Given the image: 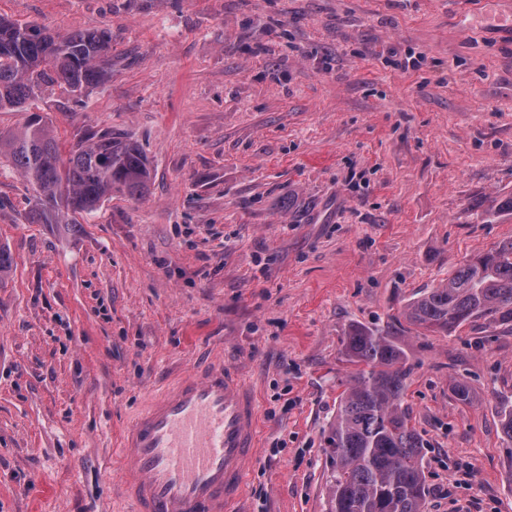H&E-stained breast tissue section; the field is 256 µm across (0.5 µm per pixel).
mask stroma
I'll list each match as a JSON object with an SVG mask.
<instances>
[{
	"label": "stroma",
	"mask_w": 512,
	"mask_h": 512,
	"mask_svg": "<svg viewBox=\"0 0 512 512\" xmlns=\"http://www.w3.org/2000/svg\"><path fill=\"white\" fill-rule=\"evenodd\" d=\"M109 28L112 74L35 103L63 147L129 134L152 170L75 224L0 163V512H126L114 457L153 391L216 357L259 421L239 512H327L351 325L391 326L426 512H512V322L404 306L512 240V0H0ZM412 64L401 67L400 62ZM468 385L457 400L454 382Z\"/></svg>",
	"instance_id": "stroma-1"
}]
</instances>
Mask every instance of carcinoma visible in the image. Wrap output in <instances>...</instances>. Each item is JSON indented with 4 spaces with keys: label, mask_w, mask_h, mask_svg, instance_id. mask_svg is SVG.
Masks as SVG:
<instances>
[{
    "label": "carcinoma",
    "mask_w": 512,
    "mask_h": 512,
    "mask_svg": "<svg viewBox=\"0 0 512 512\" xmlns=\"http://www.w3.org/2000/svg\"><path fill=\"white\" fill-rule=\"evenodd\" d=\"M112 73L107 28L52 34L36 22L0 15V110L29 111L45 86H60L76 102ZM7 158L36 192L33 218L96 209L119 193L142 197L151 171L125 133L88 134L63 154L45 116L32 113L15 131H0ZM487 213L512 214V193L489 200ZM402 315L414 327L449 333L481 317L512 321V241L472 258L448 282L411 299ZM342 354L355 366L339 395L325 437L330 466L329 512H424V442L411 425L404 397L410 368L404 349L382 328L351 326Z\"/></svg>",
    "instance_id": "carcinoma-1"
}]
</instances>
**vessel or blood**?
<instances>
[{
  "label": "vessel or blood",
  "instance_id": "vessel-or-blood-1",
  "mask_svg": "<svg viewBox=\"0 0 512 512\" xmlns=\"http://www.w3.org/2000/svg\"><path fill=\"white\" fill-rule=\"evenodd\" d=\"M257 421L252 390L220 361L153 397L121 440L132 463L122 486L133 512H236Z\"/></svg>",
  "mask_w": 512,
  "mask_h": 512
}]
</instances>
